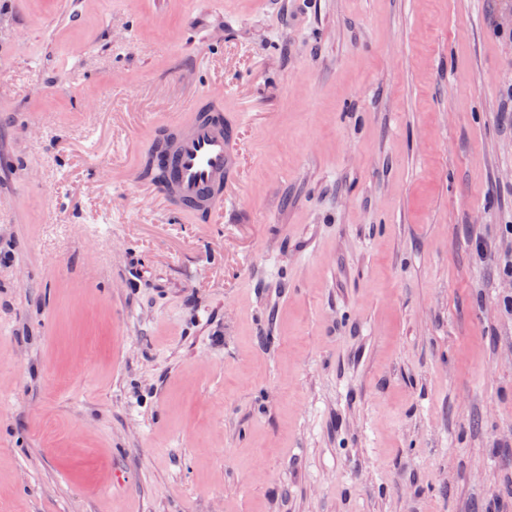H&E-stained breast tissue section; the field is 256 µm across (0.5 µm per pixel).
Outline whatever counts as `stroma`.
I'll list each match as a JSON object with an SVG mask.
<instances>
[{
    "label": "stroma",
    "mask_w": 512,
    "mask_h": 512,
    "mask_svg": "<svg viewBox=\"0 0 512 512\" xmlns=\"http://www.w3.org/2000/svg\"><path fill=\"white\" fill-rule=\"evenodd\" d=\"M511 260L512 0H0V512H512ZM203 108L194 109L191 123L175 124L174 139L158 150L165 180H147L177 214L202 215L224 203V184L232 182L240 166L237 132L224 108L211 107V112L201 115Z\"/></svg>",
    "instance_id": "1"
}]
</instances>
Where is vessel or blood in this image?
I'll use <instances>...</instances> for the list:
<instances>
[{
    "label": "vessel or blood",
    "mask_w": 512,
    "mask_h": 512,
    "mask_svg": "<svg viewBox=\"0 0 512 512\" xmlns=\"http://www.w3.org/2000/svg\"><path fill=\"white\" fill-rule=\"evenodd\" d=\"M173 139L157 152L166 178L154 188L174 213L204 214L224 201V186L237 175V132L223 108L194 113L191 123L176 125Z\"/></svg>",
    "instance_id": "b4317fda"
}]
</instances>
